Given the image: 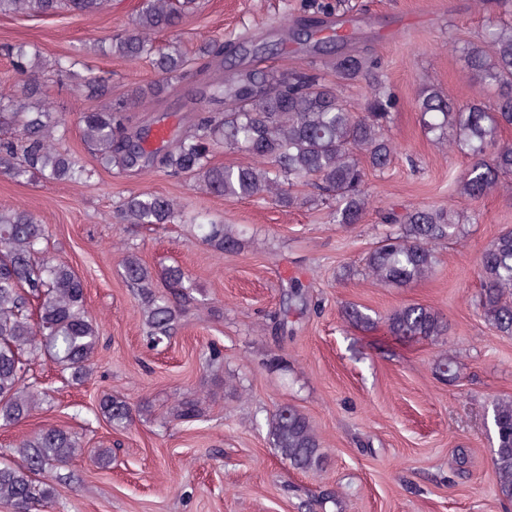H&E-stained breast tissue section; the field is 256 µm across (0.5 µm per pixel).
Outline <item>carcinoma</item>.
<instances>
[{
  "label": "carcinoma",
  "instance_id": "obj_1",
  "mask_svg": "<svg viewBox=\"0 0 512 512\" xmlns=\"http://www.w3.org/2000/svg\"><path fill=\"white\" fill-rule=\"evenodd\" d=\"M108 0H0V14L41 17L61 10L93 14ZM198 7V0H144L131 24L109 47L126 60L148 58L161 76L157 82L137 85L122 99L100 110L84 112L79 126L84 143L92 150L95 165L87 168L62 147L68 127L51 111L43 93L40 74L50 68L59 76L74 74L77 58L60 55L52 61L25 46L7 49L19 76L17 88L0 92V173L22 183L39 175L48 181L79 184L102 170L125 171L148 166L168 176L191 178L207 194L228 199L271 198L283 206L298 203L285 187L298 184L332 206L338 224L361 223L369 205L362 191L367 170L383 172L396 153L387 127L394 107L383 82L372 84L363 111L350 108L343 90L363 73L378 68V61L339 50L347 36L336 31L318 37L322 29L303 34L316 55L336 53L332 66L336 82L315 69L280 73L252 67L210 83L211 101L221 112L196 113L182 137L154 149H132L126 133V112L160 100L169 80L181 76L188 64L175 44L157 49L153 36L178 29ZM452 50L467 73L489 100L460 103L432 83L415 94L419 122L425 133L446 148L464 150L468 165L456 177L458 192L472 202L512 185V140L502 132L512 127V22L487 19L481 39ZM244 43L226 47L208 42L199 49L203 68L209 59L224 53L238 57ZM240 150L252 163L215 166L211 156L219 147ZM178 203L149 191L125 198L119 213L124 224L161 225L173 221ZM478 213L467 215L452 206H415L401 214L388 212L384 221L392 231L366 253L364 274L372 281L404 286L425 280L439 263L438 246L474 224ZM200 239L212 250L234 252L239 233L226 224L199 225ZM48 227L34 215L16 207H0V424L15 425L28 417L47 397L29 381L30 365L46 356L72 379L81 381L93 371L100 328L85 310V283L64 261L45 256ZM123 277L141 307L147 336L154 345L169 340L181 316V306L191 299L189 275L172 267L165 273L169 292L159 290L152 272L133 250L122 259ZM478 308L483 318L502 336H512V229L495 237L484 250L479 267ZM347 322L364 331L377 326L371 315L357 306L345 309ZM384 325L390 335L433 340L448 332V323L432 308L420 304L397 307ZM438 374L457 377L456 359L439 357ZM100 410L115 424L132 421L128 403L105 397ZM202 413L201 402L186 398L174 408L178 421H191ZM493 472L498 497L512 502V400L492 405ZM273 448L299 471L321 470L326 457L310 420L293 406H281L269 419ZM81 449L76 437L58 428H46L22 440L16 453L20 463H0V503L13 512H31L55 501L57 485L65 481L59 468Z\"/></svg>",
  "mask_w": 512,
  "mask_h": 512
}]
</instances>
